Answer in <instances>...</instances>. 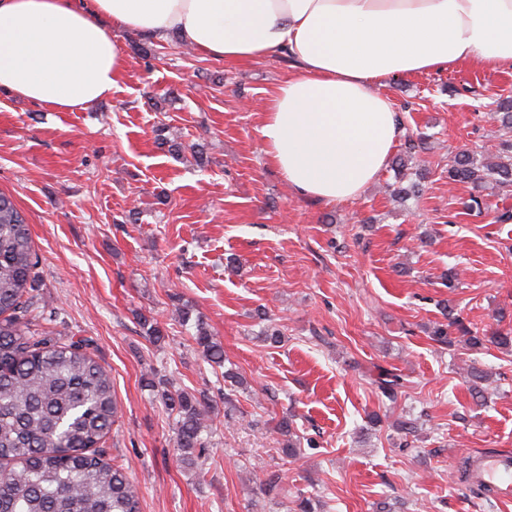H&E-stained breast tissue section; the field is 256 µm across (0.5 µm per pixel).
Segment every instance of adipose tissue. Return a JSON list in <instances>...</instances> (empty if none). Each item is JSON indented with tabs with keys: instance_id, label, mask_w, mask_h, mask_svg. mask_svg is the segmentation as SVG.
Listing matches in <instances>:
<instances>
[{
	"instance_id": "ef3b65f1",
	"label": "adipose tissue",
	"mask_w": 512,
	"mask_h": 512,
	"mask_svg": "<svg viewBox=\"0 0 512 512\" xmlns=\"http://www.w3.org/2000/svg\"><path fill=\"white\" fill-rule=\"evenodd\" d=\"M117 28L228 62L288 57L261 117L264 154L321 203L358 197L388 162L401 128L378 85L512 66V0H0V91L52 112L110 98L125 67Z\"/></svg>"
}]
</instances>
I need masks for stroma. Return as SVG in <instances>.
<instances>
[{"label": "stroma", "mask_w": 512, "mask_h": 512, "mask_svg": "<svg viewBox=\"0 0 512 512\" xmlns=\"http://www.w3.org/2000/svg\"><path fill=\"white\" fill-rule=\"evenodd\" d=\"M116 37L126 69L106 101L51 112L0 92V192L30 226L43 329L84 340L112 370L108 453L141 512H294L301 495L315 512H512L463 473L469 458L512 455V348L429 338L445 304L512 332V221L495 220L512 185L473 209L472 185L448 180L458 151L486 158L501 135L484 108L512 97V69L387 81L402 131L386 167L358 198L320 204L293 195L263 152L261 114L287 57L228 63L174 36ZM415 181L419 194L392 197ZM198 319L226 367L202 358ZM273 328L281 343L267 341ZM469 360L490 376L479 396ZM228 367L241 385L225 382ZM382 369L404 379L397 403L377 388ZM173 386L213 406L194 467L163 402ZM285 417L301 438L291 462L275 452ZM410 418L407 439L396 424ZM256 471L280 491L262 493Z\"/></svg>", "instance_id": "obj_1"}]
</instances>
